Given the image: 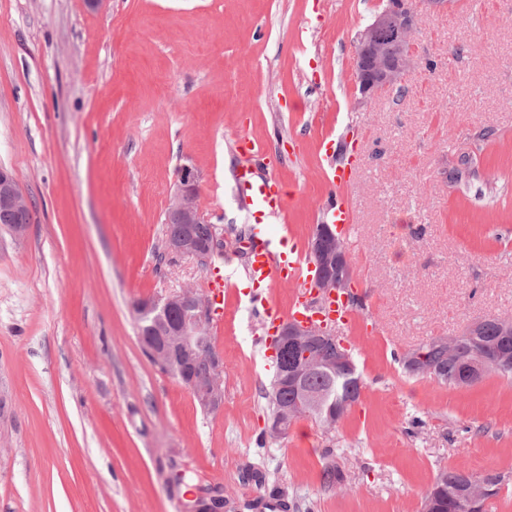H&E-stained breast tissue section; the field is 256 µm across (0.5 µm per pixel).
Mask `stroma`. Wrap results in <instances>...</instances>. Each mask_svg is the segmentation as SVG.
<instances>
[{
  "label": "stroma",
  "mask_w": 512,
  "mask_h": 512,
  "mask_svg": "<svg viewBox=\"0 0 512 512\" xmlns=\"http://www.w3.org/2000/svg\"><path fill=\"white\" fill-rule=\"evenodd\" d=\"M382 0H0V166L32 203L0 229V512H421L437 472L512 475V381L453 387L397 355L512 317V0L424 15L404 95L362 99L351 54ZM245 132L291 193L269 233L308 245L345 190L359 320L339 328L362 379L335 430L311 418L260 444L273 363L242 288L251 226L230 171ZM220 242L165 251L183 166ZM461 168L458 182L446 173ZM228 276L215 345L224 403L203 410L142 351L134 305ZM421 418L415 433L406 428ZM344 474L322 483L327 460Z\"/></svg>",
  "instance_id": "obj_1"
}]
</instances>
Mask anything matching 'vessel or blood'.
<instances>
[{
    "mask_svg": "<svg viewBox=\"0 0 512 512\" xmlns=\"http://www.w3.org/2000/svg\"><path fill=\"white\" fill-rule=\"evenodd\" d=\"M233 147L240 160L231 170L232 181L261 237L260 242L252 244L247 254L245 273L251 285L249 295L268 336H275L287 320L338 327L353 322L356 311L343 295L333 294L323 303H313L307 296L314 278L311 264L303 260L301 253L279 250L272 238L266 235L267 220L282 215L288 207L287 187L267 173L273 165L271 153L245 133L236 137ZM322 221L335 225L337 233L344 239H351L354 234L351 210L343 196H334L328 202ZM274 283L295 284V297L288 310H281L270 295L269 287ZM206 288L215 321L223 323V266L216 265L209 269Z\"/></svg>",
    "mask_w": 512,
    "mask_h": 512,
    "instance_id": "obj_1",
    "label": "vessel or blood"
}]
</instances>
